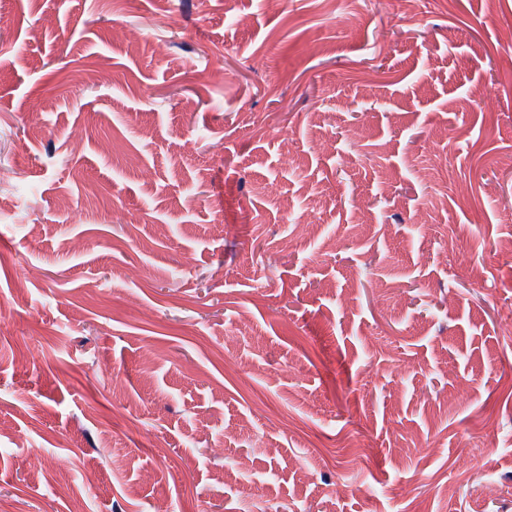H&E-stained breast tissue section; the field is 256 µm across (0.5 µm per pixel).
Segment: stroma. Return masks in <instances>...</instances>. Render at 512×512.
Segmentation results:
<instances>
[{
	"label": "stroma",
	"mask_w": 512,
	"mask_h": 512,
	"mask_svg": "<svg viewBox=\"0 0 512 512\" xmlns=\"http://www.w3.org/2000/svg\"><path fill=\"white\" fill-rule=\"evenodd\" d=\"M511 153L512 0L0 5V501L512 512Z\"/></svg>",
	"instance_id": "35a3bbf8"
}]
</instances>
